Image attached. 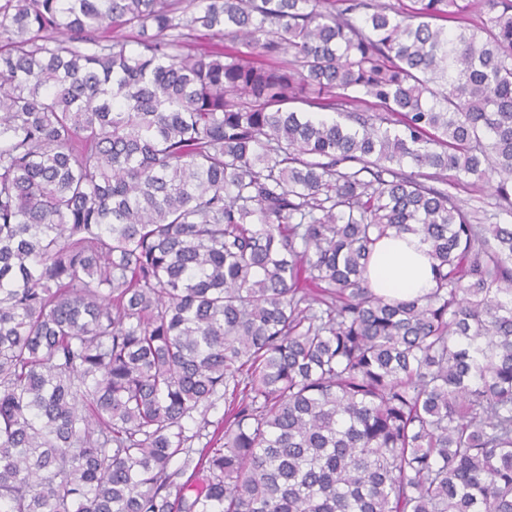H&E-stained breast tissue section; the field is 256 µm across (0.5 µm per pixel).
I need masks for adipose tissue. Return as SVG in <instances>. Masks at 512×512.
<instances>
[{"mask_svg":"<svg viewBox=\"0 0 512 512\" xmlns=\"http://www.w3.org/2000/svg\"><path fill=\"white\" fill-rule=\"evenodd\" d=\"M368 278L377 294L398 300L423 295L434 285L426 247L413 234L382 239L370 258Z\"/></svg>","mask_w":512,"mask_h":512,"instance_id":"obj_1","label":"adipose tissue"}]
</instances>
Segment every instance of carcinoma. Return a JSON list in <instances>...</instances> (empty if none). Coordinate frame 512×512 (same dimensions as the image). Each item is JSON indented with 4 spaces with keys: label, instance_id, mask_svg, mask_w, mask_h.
Returning a JSON list of instances; mask_svg holds the SVG:
<instances>
[{
    "label": "carcinoma",
    "instance_id": "carcinoma-1",
    "mask_svg": "<svg viewBox=\"0 0 512 512\" xmlns=\"http://www.w3.org/2000/svg\"><path fill=\"white\" fill-rule=\"evenodd\" d=\"M410 2L0 0V512H512V0ZM426 175H434L439 179L426 180L430 185L440 188H448L454 195L457 203L465 210L477 212L482 220L481 224H512V217L508 216L505 209L512 211V205L509 206L505 202H499L494 194L493 189L489 185L480 182H469L454 184L450 173L436 175L432 170H424ZM447 179L448 185L442 182ZM368 278L377 294L398 300L421 296L434 285L426 246L413 234L382 239L370 258Z\"/></svg>",
    "mask_w": 512,
    "mask_h": 512
}]
</instances>
